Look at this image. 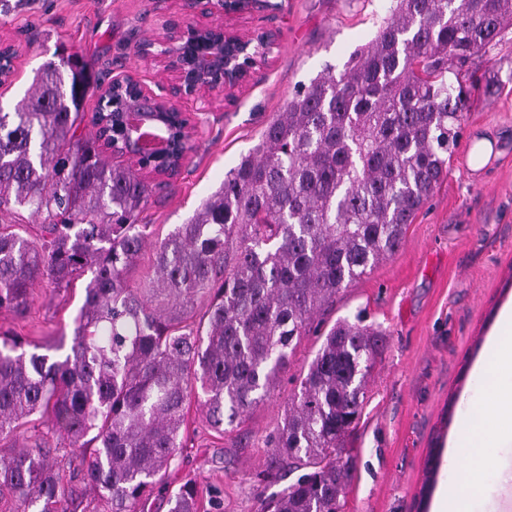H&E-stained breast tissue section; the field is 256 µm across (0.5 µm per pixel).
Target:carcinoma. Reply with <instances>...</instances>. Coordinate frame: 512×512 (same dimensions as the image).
Listing matches in <instances>:
<instances>
[{"mask_svg": "<svg viewBox=\"0 0 512 512\" xmlns=\"http://www.w3.org/2000/svg\"><path fill=\"white\" fill-rule=\"evenodd\" d=\"M342 73L300 86L260 142L185 224L154 244V277L128 276L146 244L147 184L84 138L90 91L77 53L34 73L0 111V310L24 315L45 284L88 277L69 351L0 333V512H139L175 464L186 406L224 433L270 391L313 316L401 245L448 173L470 90L449 75L512 26V0H393ZM385 333L337 321L269 438L260 474L306 473L259 512H341L363 386ZM35 414L42 427L19 429ZM77 460L69 480L60 452ZM169 512H199L187 480Z\"/></svg>", "mask_w": 512, "mask_h": 512, "instance_id": "1", "label": "carcinoma"}]
</instances>
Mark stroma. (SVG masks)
Listing matches in <instances>:
<instances>
[{
	"label": "stroma",
	"instance_id": "obj_1",
	"mask_svg": "<svg viewBox=\"0 0 512 512\" xmlns=\"http://www.w3.org/2000/svg\"><path fill=\"white\" fill-rule=\"evenodd\" d=\"M392 0H246L235 20L249 31L276 32L267 66L228 102L192 98L183 109L196 124L193 149L180 174L147 177L151 198L140 214L153 239L187 222L199 205L261 139L298 84L325 69L341 73L391 15ZM192 18L183 0H28L0 13V41L16 51L10 84L0 87V110L12 111L34 71L77 51L91 78L130 77L161 92L167 76L137 55L162 24ZM481 78L458 128L448 175L407 225L399 249L341 289L317 313L322 331L364 313L385 330L365 383L361 418L344 442L351 480L341 512H431L432 494L447 484L448 446L461 427L469 399L478 395L475 366L512 300V27L472 59ZM492 145L480 167H471L477 141ZM84 281L68 291L40 286L25 315L0 313V331L42 343L73 334L84 301ZM322 343L320 333L301 337L276 387L233 431L207 430L190 402L185 448L169 474L172 485L194 479L200 512L219 496L223 512H258L260 498L276 494L297 475L260 482L272 454L267 437L281 422Z\"/></svg>",
	"mask_w": 512,
	"mask_h": 512
}]
</instances>
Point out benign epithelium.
Here are the masks:
<instances>
[{
  "label": "benign epithelium",
  "mask_w": 512,
  "mask_h": 512,
  "mask_svg": "<svg viewBox=\"0 0 512 512\" xmlns=\"http://www.w3.org/2000/svg\"><path fill=\"white\" fill-rule=\"evenodd\" d=\"M196 17L173 26L169 37L138 46L140 58L169 75L156 94L133 79H115L101 97L112 96V147L137 161L148 175L171 179L181 171L195 136V125L181 103L206 95L229 100L256 69L269 63L277 34L256 38L216 19L204 0H186Z\"/></svg>",
  "instance_id": "obj_1"
}]
</instances>
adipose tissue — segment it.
Returning <instances> with one entry per match:
<instances>
[{"label": "adipose tissue", "mask_w": 512, "mask_h": 512, "mask_svg": "<svg viewBox=\"0 0 512 512\" xmlns=\"http://www.w3.org/2000/svg\"><path fill=\"white\" fill-rule=\"evenodd\" d=\"M486 350L493 363L478 367L475 377L489 380L492 396L486 404L471 406L467 428L455 434L448 467L457 478L444 486L434 512H477L492 479H499L502 487L512 486L511 471L498 476L488 467L493 448L512 442V304L502 308Z\"/></svg>", "instance_id": "adipose-tissue-1"}]
</instances>
